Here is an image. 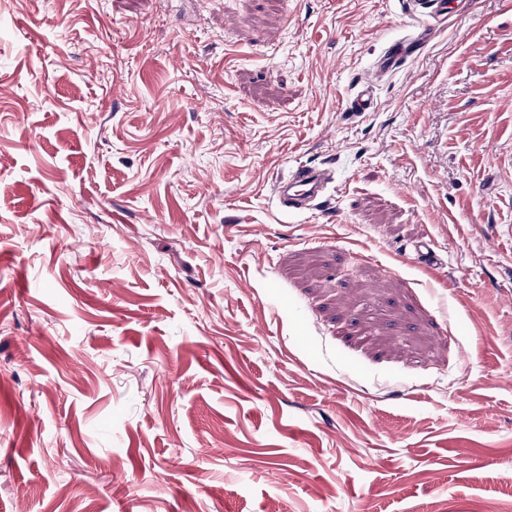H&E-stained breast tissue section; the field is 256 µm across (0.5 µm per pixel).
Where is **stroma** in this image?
I'll use <instances>...</instances> for the list:
<instances>
[{
    "instance_id": "35a3bbf8",
    "label": "stroma",
    "mask_w": 512,
    "mask_h": 512,
    "mask_svg": "<svg viewBox=\"0 0 512 512\" xmlns=\"http://www.w3.org/2000/svg\"><path fill=\"white\" fill-rule=\"evenodd\" d=\"M408 8L0 0V512H512V9ZM429 32L427 27L418 30L409 42H401L393 45L377 62V72L387 73L394 67L396 62L402 58H407L410 54L407 52L412 44H422L427 41ZM332 180L328 168L296 162L288 177L275 182L273 192L280 206L288 212L309 213L323 203Z\"/></svg>"
}]
</instances>
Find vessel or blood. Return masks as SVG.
Returning <instances> with one entry per match:
<instances>
[{"mask_svg": "<svg viewBox=\"0 0 512 512\" xmlns=\"http://www.w3.org/2000/svg\"><path fill=\"white\" fill-rule=\"evenodd\" d=\"M332 180L329 169L299 162L292 166L286 178L275 182L273 192L283 209L308 213L321 205Z\"/></svg>", "mask_w": 512, "mask_h": 512, "instance_id": "1", "label": "vessel or blood"}]
</instances>
